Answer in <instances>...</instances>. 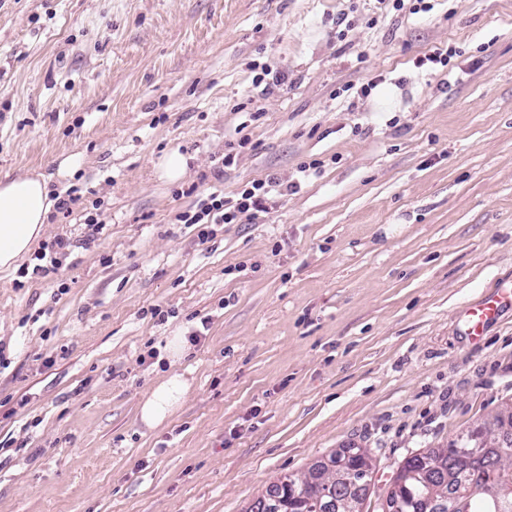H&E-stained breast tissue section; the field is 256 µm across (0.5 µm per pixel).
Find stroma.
Wrapping results in <instances>:
<instances>
[{
  "mask_svg": "<svg viewBox=\"0 0 512 512\" xmlns=\"http://www.w3.org/2000/svg\"><path fill=\"white\" fill-rule=\"evenodd\" d=\"M28 173L79 200L0 273V512H245L353 444L382 488L512 402V308L462 329L512 278V0H0V180ZM269 176L207 241L176 219ZM505 304H512V281L501 283L493 294L465 311L464 333L475 339L481 336L484 326L496 318ZM189 387L183 375L169 373L141 403L143 425L151 429L165 422L180 406Z\"/></svg>",
  "mask_w": 512,
  "mask_h": 512,
  "instance_id": "obj_1",
  "label": "stroma"
}]
</instances>
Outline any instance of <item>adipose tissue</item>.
<instances>
[{"label": "adipose tissue", "instance_id": "1", "mask_svg": "<svg viewBox=\"0 0 512 512\" xmlns=\"http://www.w3.org/2000/svg\"><path fill=\"white\" fill-rule=\"evenodd\" d=\"M54 202L40 174H26L0 181V271L13 268L28 254L44 232ZM190 387L181 374L162 380L140 406V418L147 428L165 422L180 406Z\"/></svg>", "mask_w": 512, "mask_h": 512}]
</instances>
